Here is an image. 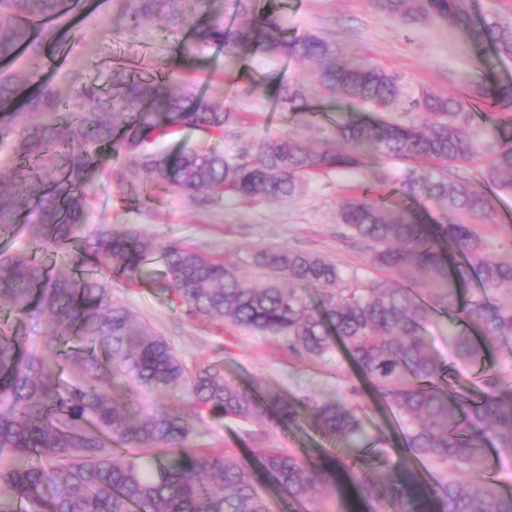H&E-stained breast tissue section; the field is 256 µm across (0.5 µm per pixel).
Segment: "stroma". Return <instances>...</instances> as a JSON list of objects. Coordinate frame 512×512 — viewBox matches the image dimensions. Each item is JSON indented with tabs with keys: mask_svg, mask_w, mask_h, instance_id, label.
Returning <instances> with one entry per match:
<instances>
[{
	"mask_svg": "<svg viewBox=\"0 0 512 512\" xmlns=\"http://www.w3.org/2000/svg\"><path fill=\"white\" fill-rule=\"evenodd\" d=\"M267 7L276 11L290 35L323 36L336 44L345 59L392 70L412 90L427 88L445 94L464 90L470 80L490 87L512 83V58L491 52L477 57L464 30L394 19L371 0H268ZM209 15L223 16L226 23L234 25L242 20L234 0H186L181 17L161 15L132 30L125 27L113 0H94L63 43L64 63L46 60L47 78L65 101L73 100L81 85L95 84L104 104L117 101L122 93L113 76L118 67L127 78L166 77L176 88L195 82L215 102L244 115L243 122L226 132L223 146L227 149L269 135L297 132L298 115L276 106L274 93L278 84L307 80L311 64L259 52L228 64L217 47L200 55L186 54V46L193 43V22ZM260 80L264 89L253 92V85ZM122 164L121 156L102 152L99 168L86 186L92 200L85 219L88 229L117 224L138 229L161 244L180 239L208 254L227 256L241 274L262 282L269 281L271 275L256 268L252 255L278 246L328 258L348 277H375L370 251L341 238L336 224L337 206L346 189L356 184L371 183L388 203L410 202L428 223L448 221L443 201L424 192L409 200L401 192L407 178L421 177L418 166L382 158L370 167L340 169L314 180L294 199L251 204L228 197L191 204L172 190L142 185L136 175L120 183L111 172ZM112 294L139 320L165 336L187 366L219 364L226 377L258 390L277 389L289 400L314 390L333 391L359 405L366 434L350 447L332 443L305 419L293 424L274 420L243 423L206 413L197 424V443L245 457L264 448H278L308 454L318 465L335 468L336 484L326 489L317 505L284 502L271 483L262 482L260 491L273 512H372L358 493L349 464L375 453L383 463H392L402 446L401 431L370 390L350 395V387L359 386L360 380L342 353L310 359L289 351L281 341L242 331L225 321L188 314L176 306L156 260L147 265L140 280L131 284L117 280ZM449 321L447 314H434L425 324L424 334L447 366V385L452 388L460 381L478 380L479 374L475 368L459 364L448 338Z\"/></svg>",
	"mask_w": 512,
	"mask_h": 512,
	"instance_id": "stroma-1",
	"label": "stroma"
}]
</instances>
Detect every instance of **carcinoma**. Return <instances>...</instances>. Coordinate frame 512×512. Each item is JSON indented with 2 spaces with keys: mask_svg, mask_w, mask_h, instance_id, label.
Returning a JSON list of instances; mask_svg holds the SVG:
<instances>
[{
  "mask_svg": "<svg viewBox=\"0 0 512 512\" xmlns=\"http://www.w3.org/2000/svg\"><path fill=\"white\" fill-rule=\"evenodd\" d=\"M78 0H0V112L29 111L40 121L0 124V161L11 167L22 191L0 188V234L23 231L26 245L0 254V307L18 316L44 313L53 319L41 354L0 326V512H270L248 457L208 453L192 444L200 412L256 421L269 414L293 422L308 414L327 436L357 439L364 419L342 401L310 394L295 401L268 389L259 397L230 380L224 368L203 363L188 368L163 336L137 324L134 313L112 297V276L134 282L159 255L162 276L188 313L220 317L234 326L281 339L293 353L324 358L339 350L359 378L399 419L403 447L424 455L443 472L438 512H512V494L485 477L484 434L512 454V376L486 367L478 382L446 391L448 369L433 354L421 330L442 309L452 317L458 360L479 365L486 350L512 337V235L503 255L490 254L476 228L498 221L490 196L477 190L460 168L485 160L486 178L512 190V141L504 140L492 116L477 126L470 93L408 90L382 67L345 61L335 43L316 34L290 37L278 16L259 13L252 0H237L246 20L228 27L222 16L194 25L195 48L224 50L227 62L262 52L305 59L310 80L281 84L276 102L316 127L308 101L328 95L358 103L377 117L336 126L319 149L301 137H266L231 151L184 145L159 150L166 135L191 129L219 142L241 120L216 106L193 84L178 93L168 81L122 82L123 93L99 118L94 85L77 94L89 107L68 119L49 84L21 97L37 77L46 48L60 34ZM133 27L177 0H116ZM394 18L418 17L465 30L477 50L492 47L512 56V22L495 13L474 18L467 0H375ZM402 112L401 123L381 116ZM107 147L123 157L115 172L142 174L151 186L171 187L185 201L226 196L245 201L290 199L305 183L342 168H359L369 156L424 166L423 189L444 200L452 219L427 225L407 209L393 207L362 186L337 209L344 235L372 251L373 264L397 278L364 282L346 278L335 262L287 248L264 249L255 265L273 272L265 285L243 278L238 267L208 256L181 240L162 247L134 230L85 225L89 201L83 191ZM65 259L66 273H53L35 250ZM428 283L421 290L419 286ZM474 284L477 293L504 295L485 316L481 298L458 305L455 288ZM315 288L311 307L303 290ZM184 390L188 404H168ZM292 501H320L317 483L335 484L333 471L316 474L314 462L291 452L265 449L257 457ZM390 473L366 475L358 491L385 510L427 512L410 496L419 481L406 475L399 489Z\"/></svg>",
  "mask_w": 512,
  "mask_h": 512,
  "instance_id": "1",
  "label": "carcinoma"
}]
</instances>
